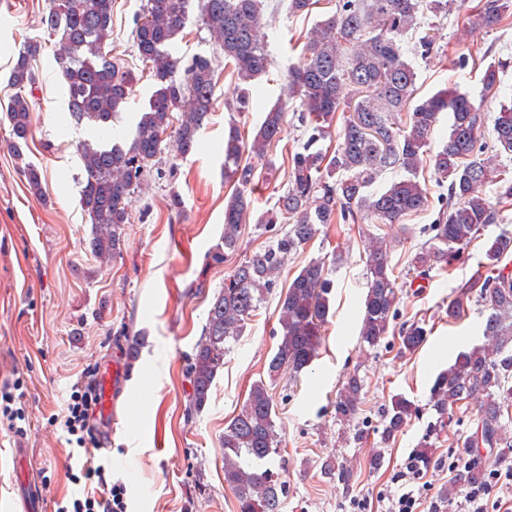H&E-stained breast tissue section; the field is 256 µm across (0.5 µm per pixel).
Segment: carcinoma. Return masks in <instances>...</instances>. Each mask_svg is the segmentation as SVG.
Here are the masks:
<instances>
[{
  "label": "carcinoma",
  "instance_id": "cac0c4a2",
  "mask_svg": "<svg viewBox=\"0 0 512 512\" xmlns=\"http://www.w3.org/2000/svg\"><path fill=\"white\" fill-rule=\"evenodd\" d=\"M190 8L191 0H144L136 21V45L158 88L126 144L113 136L112 122L131 97L133 78L107 50L112 0H50L44 26L48 35L59 37L55 61L66 83L69 114L75 122L86 120L97 128L95 141H81L77 153L84 169L81 205L92 224L91 246L98 258L116 254L132 195L145 181L150 161L161 154L172 113L181 111L184 99L191 100L192 107L182 111L176 130L183 154L191 151L210 115L215 87L212 58L195 57L186 69L187 78H175L181 59L170 47L188 23L207 29L240 80L249 83L269 71V53L256 35L263 0H203L194 20ZM511 8L512 0H482L467 14L468 28L478 33L491 30ZM424 10L446 12L448 0H342L334 14L311 30L303 55L289 70L288 90L299 99V120L312 134L304 151L291 155L289 185L278 197L275 213L258 219L265 227L281 222L287 229L224 278L190 363L189 410L204 409L216 375L224 368V353L243 335L257 306L275 287L276 274L288 255L304 247L318 226L339 221L398 224L429 207L428 192L417 176L424 160H429L438 182H448V198L445 209L429 225L432 246L411 259L415 274L424 275L438 262L457 259L481 228L499 222V210L485 188L492 182L497 198L512 199V172H499L495 166L497 158L512 156V92L502 87L512 57L495 59L483 72V91L500 92L509 100L500 103L495 116L489 115L484 101L477 102L453 86L406 111L414 98L416 74L401 37ZM41 50V40L28 41L8 76L13 90L5 112L9 148L20 160L30 135L31 102L26 90L36 83L33 62ZM346 88L353 94L343 96ZM339 112L342 141L334 153L311 151L330 134ZM443 112L449 116L448 137L429 155L427 148ZM490 121L488 143L483 136ZM286 124L287 112L281 105L264 111L251 157L264 159L267 147L281 140ZM244 148L240 128L231 126L224 141V182L232 184L233 192L224 207V249L213 255L216 262L238 251L241 225L252 205L256 165L242 162ZM388 170L399 176L380 189L375 187ZM368 251L371 278L359 339L373 350L388 334L399 296L387 249L374 241ZM509 255L512 233L488 239L482 262L486 272L456 286L448 301V318H461L468 302L477 298L487 312L483 342L459 352L432 385L433 410L441 424L452 419L454 407L462 401L478 402L477 430L467 447L487 448L500 456L512 455V436L502 423L512 401V272L501 265ZM332 288L325 261L318 258L300 270L280 297L281 335L268 364L270 381L281 371L298 374L312 364L328 323ZM426 336L422 326L412 323L400 331V349L414 352ZM267 381L252 383L239 412L224 427V485L235 496L237 512H281L283 504L286 484L272 470L281 449ZM362 388L357 375L346 379L336 396L337 418L350 421L359 414ZM416 415L410 400L393 396L383 419L384 441L396 437ZM323 469L346 483L353 478V469L344 463L328 460Z\"/></svg>",
  "mask_w": 512,
  "mask_h": 512
}]
</instances>
